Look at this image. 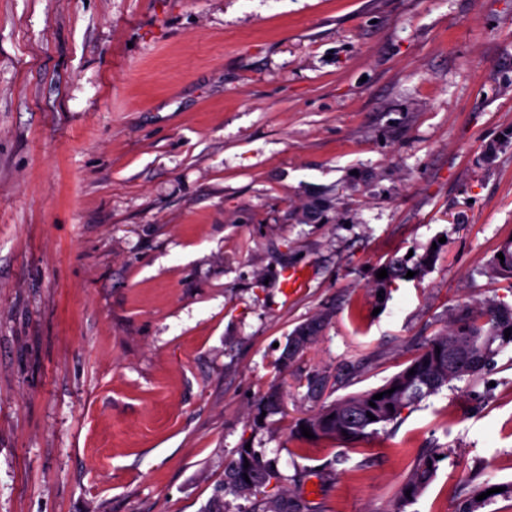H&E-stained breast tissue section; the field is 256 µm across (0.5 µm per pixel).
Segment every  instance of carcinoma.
Masks as SVG:
<instances>
[{"instance_id":"obj_1","label":"carcinoma","mask_w":512,"mask_h":512,"mask_svg":"<svg viewBox=\"0 0 512 512\" xmlns=\"http://www.w3.org/2000/svg\"><path fill=\"white\" fill-rule=\"evenodd\" d=\"M499 251L504 259H495L493 272L512 278V240L504 241ZM434 258L430 249L417 260L393 258L383 265L387 277L375 279L376 291L388 290L398 280L406 279L409 271L415 275L424 274ZM326 317L321 315L304 322L288 335L280 365L285 367L305 349L313 345L322 331ZM512 306L501 300H486L478 305L464 306L449 321L446 329L429 340L422 351L410 360L400 372L385 384L342 399L322 407L311 417L300 420L318 438H331L354 442L366 436L375 427L400 418L404 409L431 396L449 381L468 375L477 376L491 365L494 356L502 348L512 345ZM414 374H409L410 370ZM394 389L390 395L389 389ZM381 393L377 401L373 396ZM375 401L370 406L369 401ZM375 419H370L367 414ZM438 459L431 456L420 461L399 488L391 507V512H405L432 480ZM280 479L272 463L265 462L255 450L241 448L237 457L231 459L224 468V483L218 494L211 500L206 512H227L226 497L246 498L253 491L266 485L270 480ZM493 488L485 482L475 487L460 504L459 512H480L491 497L478 501L476 497ZM251 512H311L309 501L298 492L284 496H267Z\"/></svg>"}]
</instances>
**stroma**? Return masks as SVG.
Segmentation results:
<instances>
[{"label": "stroma", "mask_w": 512, "mask_h": 512, "mask_svg": "<svg viewBox=\"0 0 512 512\" xmlns=\"http://www.w3.org/2000/svg\"><path fill=\"white\" fill-rule=\"evenodd\" d=\"M510 237L512 0H0V512H203L245 446L314 512H390L434 448L406 512L512 483L511 346L358 441L293 435L512 304ZM433 258L434 249H430L423 255L419 256L411 266L409 265V262L412 261L413 255L411 257L406 256L391 259L379 268L387 270V278L378 279L376 277L374 281V288H376V291H378L381 296L385 297L388 293V288H392L396 284L397 280L411 279L406 278L408 271L415 272L413 278L424 274L433 262ZM381 290H384V293H381ZM325 321L326 317L321 315L304 322L293 329L287 337L285 350L280 359V365L283 368L317 341ZM291 342L294 344L293 350H290ZM438 461L436 456H430L416 465L399 488L393 500L391 512H405L406 506L411 504L432 480ZM407 490H411L410 497L406 496Z\"/></svg>", "instance_id": "35a3bbf8"}]
</instances>
